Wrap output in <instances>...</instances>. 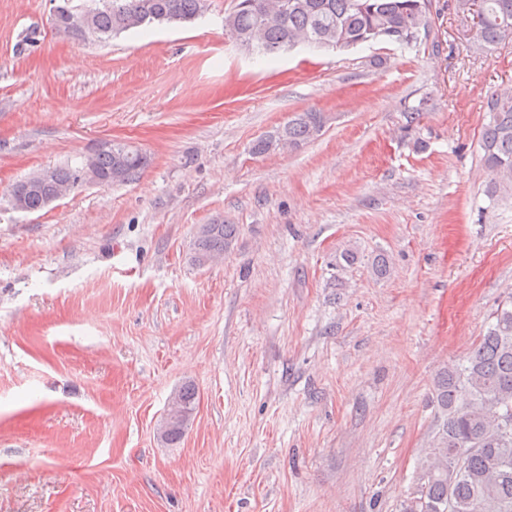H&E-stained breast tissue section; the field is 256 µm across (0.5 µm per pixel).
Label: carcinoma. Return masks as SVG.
<instances>
[{
  "instance_id": "cac0c4a2",
  "label": "carcinoma",
  "mask_w": 512,
  "mask_h": 512,
  "mask_svg": "<svg viewBox=\"0 0 512 512\" xmlns=\"http://www.w3.org/2000/svg\"><path fill=\"white\" fill-rule=\"evenodd\" d=\"M207 0H92L84 9L97 39L153 23L191 22L205 13ZM432 24V0H236L224 28L247 50L272 54L292 45L345 49L376 40L382 31L405 32ZM477 40L494 45L512 38V0H481ZM482 161L489 175L488 196L512 200V92H495L485 103ZM325 125L321 112L307 110L257 139L251 151L267 155L296 149ZM103 185L126 183L148 166V157L122 143L95 151ZM82 168L59 166L51 181L33 188L15 185L18 199L31 211L48 206L55 187L73 192L82 184ZM237 225L215 221L197 233L194 262L204 265L227 251ZM438 427L421 450L415 486L403 512H512V294L490 314L486 333L460 363L440 371L429 396ZM196 390L183 385L175 396L163 431L165 440L182 438L195 407Z\"/></svg>"
}]
</instances>
